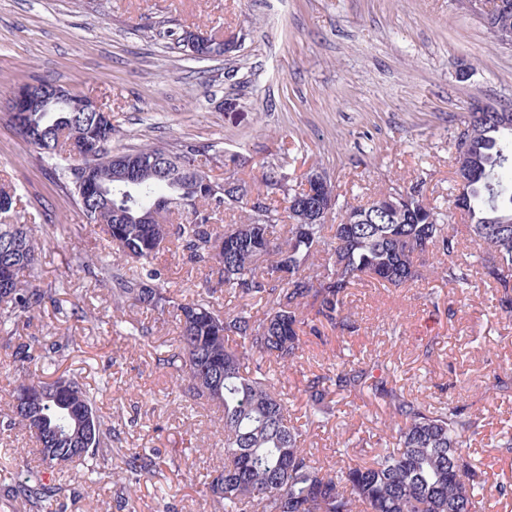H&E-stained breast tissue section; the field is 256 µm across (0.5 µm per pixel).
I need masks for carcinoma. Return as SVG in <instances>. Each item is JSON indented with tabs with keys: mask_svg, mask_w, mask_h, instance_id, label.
Listing matches in <instances>:
<instances>
[{
	"mask_svg": "<svg viewBox=\"0 0 512 512\" xmlns=\"http://www.w3.org/2000/svg\"><path fill=\"white\" fill-rule=\"evenodd\" d=\"M486 29L512 32V0H497L483 18ZM184 29L175 43L195 59L220 58L224 41L210 37L192 46ZM506 120L479 121L470 113L474 136L455 151L456 170L469 180L471 242L484 277L502 290L512 305V112ZM23 120L33 126L38 152L55 161L89 223L99 224L124 262L84 260L88 273L111 285L112 305L168 313L179 333L175 351L158 359L181 381L180 396L205 399L217 408L216 432L224 438V467L210 473L204 488L221 512H477L484 491L482 472L469 448L477 420L458 408L432 410L410 399L393 384L387 365L361 367L337 363L314 376L306 388L307 421L321 423L335 415L333 396L369 390L388 407L398 427L400 449L352 458L334 467L316 461L301 442L302 432L288 422V401L276 391L273 367L287 369L298 357L305 336L319 340L325 329L354 328L349 288L371 278L399 288L421 276L428 254L441 259L432 271L466 291L476 287L472 264L456 259L458 240L448 215L423 201L422 184L396 186L363 205L339 206L336 224L308 221L318 198L333 188L285 189L279 210L268 203L274 179L288 181L283 168L268 166L261 178H238L243 195L232 202L224 188L206 183L201 158L211 146L184 141L173 149L146 144L132 150L112 148V115L72 112L50 106ZM105 187L104 196L87 197L80 181ZM295 206H286L288 200ZM14 189L0 185V214L16 204ZM405 201L392 216L386 201ZM240 211L233 224H215L226 210ZM184 220L174 224L173 212ZM196 269L215 273L224 290L242 304L220 311L199 293L178 298L154 263L164 246ZM33 229L0 224V343L16 338L23 317L46 301H55L63 284L41 290L23 279L36 264ZM265 310L258 314L255 307ZM8 426L26 429L38 445V465L14 486L29 512H50V500L62 488L42 482L57 469L62 449L66 464L83 466L96 481L111 480L112 425L98 414L96 396L78 377H22L12 394ZM123 489L160 469L147 454H136Z\"/></svg>",
	"mask_w": 512,
	"mask_h": 512,
	"instance_id": "obj_1",
	"label": "carcinoma"
}]
</instances>
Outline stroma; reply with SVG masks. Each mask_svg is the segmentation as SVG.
Returning <instances> with one entry per match:
<instances>
[{
  "label": "stroma",
  "mask_w": 512,
  "mask_h": 512,
  "mask_svg": "<svg viewBox=\"0 0 512 512\" xmlns=\"http://www.w3.org/2000/svg\"><path fill=\"white\" fill-rule=\"evenodd\" d=\"M234 42V51L196 61L171 35L184 28ZM50 79L112 114L114 147L212 145L204 170L224 179V159L238 155L260 176L281 166L293 189L308 171L332 182L340 202L359 205L395 185L422 182L426 204L450 210L461 256L474 247L454 212L457 128L474 103L512 108V46L490 38L465 0H0V183L17 204L0 224L33 227L38 287L64 283L57 303L20 323L31 359L17 368L0 346V421L11 412L19 374H74L97 393L112 423V469L134 452L162 460L135 493L90 481L83 470L45 472L62 486L53 512H215L203 491L223 462L209 405L183 402L157 362L172 353L173 321L145 342L117 334L108 284L78 266L99 250L88 224L62 188L51 162L17 137L5 106L20 85ZM157 264L172 290L187 297L212 288L220 310L236 299L204 272L161 250ZM357 329L304 338L296 369L279 376L291 423L323 464L340 452L355 459L397 448V424L366 392L337 397L328 422L309 425L305 388L334 359L380 361L397 387L432 406L477 418L471 456L484 471L480 512H512V311L487 282L461 293L434 273L399 288L363 282L350 290ZM445 302L434 310L433 299ZM65 345L58 368L43 356ZM355 448L345 449L347 440ZM28 432L0 424V512H27L12 488L35 464Z\"/></svg>",
  "instance_id": "1"
}]
</instances>
